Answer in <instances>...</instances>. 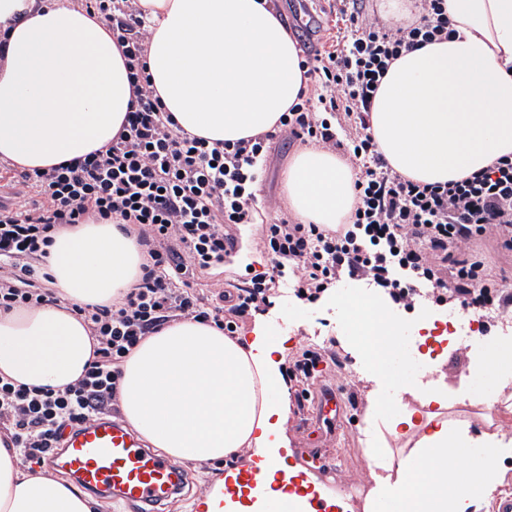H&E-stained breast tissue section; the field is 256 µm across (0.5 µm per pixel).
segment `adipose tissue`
<instances>
[{
    "mask_svg": "<svg viewBox=\"0 0 512 512\" xmlns=\"http://www.w3.org/2000/svg\"><path fill=\"white\" fill-rule=\"evenodd\" d=\"M151 38L148 72L164 111L184 132L234 142L272 130L297 103L307 80L300 50L270 0H138ZM455 39L403 53L382 79L369 114L377 151L419 183L459 180L512 157V0H447ZM0 159L19 169L48 168L100 149L121 128L132 92L125 61L106 26L73 0H0ZM355 175L335 153L302 146L283 174L288 204L306 224L346 223ZM144 253L112 223L59 230L42 265L63 305L0 311V376L61 389L75 383L95 339L67 305H108L142 274ZM390 310L376 299L354 303L360 337L344 346L367 372L396 346ZM287 342L268 344L261 328L228 338L207 323H171L144 340L121 367L127 423L173 462L224 459L248 449L262 456L265 492L234 500L232 512H297L302 499L273 454L288 409L278 370ZM404 404L367 417L366 447L402 443L385 455L363 512H479L493 487L498 455L512 452L500 431L472 434L449 424L442 380L403 384ZM482 448L481 464L456 458ZM0 512H92L66 478L25 472L19 451L0 445Z\"/></svg>",
    "mask_w": 512,
    "mask_h": 512,
    "instance_id": "adipose-tissue-1",
    "label": "adipose tissue"
}]
</instances>
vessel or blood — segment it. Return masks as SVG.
<instances>
[{
	"label": "vessel or blood",
	"mask_w": 512,
	"mask_h": 512,
	"mask_svg": "<svg viewBox=\"0 0 512 512\" xmlns=\"http://www.w3.org/2000/svg\"><path fill=\"white\" fill-rule=\"evenodd\" d=\"M52 464L84 489L129 505L134 512H155L183 477L180 467L145 448L122 423L106 418L68 432Z\"/></svg>",
	"instance_id": "1"
}]
</instances>
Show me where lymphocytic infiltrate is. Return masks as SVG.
Returning a JSON list of instances; mask_svg holds the SVG:
<instances>
[{
    "mask_svg": "<svg viewBox=\"0 0 512 512\" xmlns=\"http://www.w3.org/2000/svg\"><path fill=\"white\" fill-rule=\"evenodd\" d=\"M110 28L126 60L134 100L125 123L84 160L20 171L0 201V310L55 304L40 287L37 264L60 228L90 220L119 224L135 236L147 262L141 278L109 305H73L98 342L83 376L64 389L0 380V442L27 464L45 465L66 430L119 415L120 366L147 337L171 322L214 323L235 335L265 311L280 288L311 302L342 281L374 288L411 307L419 284L436 303L479 312H511L512 281L494 279L477 241L512 249V159L458 181L420 184L392 169L375 149L369 112L390 65L402 52L453 39L444 0H421L419 17L384 25L364 0H336L343 33L335 45L306 54L304 76L322 92L292 105L276 126L235 142L181 132L161 109L147 72L150 31L137 0H85ZM337 151L355 171L348 223L301 224L259 195L276 139ZM258 224L261 271L201 295L198 274L223 265L244 224Z\"/></svg>",
    "mask_w": 512,
    "mask_h": 512,
    "instance_id": "f902f5d3",
    "label": "lymphocytic infiltrate"
}]
</instances>
